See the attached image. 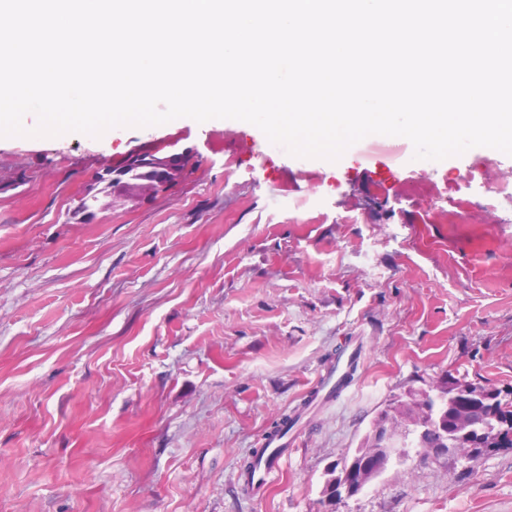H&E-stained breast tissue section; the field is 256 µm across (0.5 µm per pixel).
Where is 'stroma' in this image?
Instances as JSON below:
<instances>
[{"label": "stroma", "instance_id": "obj_1", "mask_svg": "<svg viewBox=\"0 0 512 512\" xmlns=\"http://www.w3.org/2000/svg\"><path fill=\"white\" fill-rule=\"evenodd\" d=\"M133 151L188 164L84 219ZM414 153L370 135L299 158L232 119L0 138V512H512V451L407 460L401 426L379 477L323 500L391 400L448 374L512 386V205L484 197L512 156ZM347 341L345 391L305 410ZM285 418L276 481L246 493Z\"/></svg>", "mask_w": 512, "mask_h": 512}]
</instances>
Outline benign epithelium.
<instances>
[{"instance_id":"7a95c632","label":"benign epithelium","mask_w":512,"mask_h":512,"mask_svg":"<svg viewBox=\"0 0 512 512\" xmlns=\"http://www.w3.org/2000/svg\"><path fill=\"white\" fill-rule=\"evenodd\" d=\"M148 163L145 170L134 175L127 173L124 167L107 169L97 176L96 181L106 182V193L112 195V204L125 200L127 193L136 188H167L171 186L181 175L184 164L183 155L166 156L161 160V165L151 163V157H146Z\"/></svg>"}]
</instances>
